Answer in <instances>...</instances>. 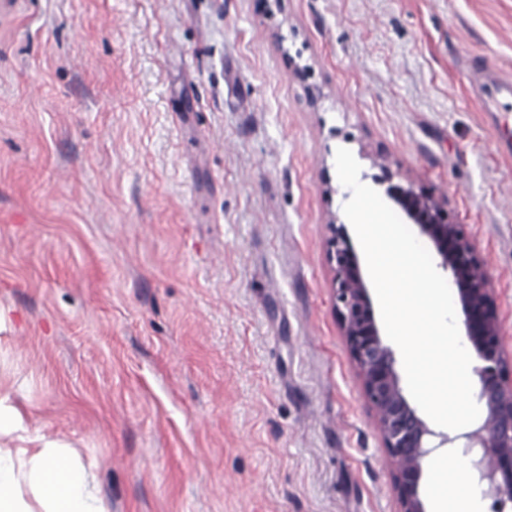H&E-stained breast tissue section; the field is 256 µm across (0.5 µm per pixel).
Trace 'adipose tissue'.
Segmentation results:
<instances>
[{
	"label": "adipose tissue",
	"instance_id": "adipose-tissue-1",
	"mask_svg": "<svg viewBox=\"0 0 512 512\" xmlns=\"http://www.w3.org/2000/svg\"><path fill=\"white\" fill-rule=\"evenodd\" d=\"M434 512H484L480 488L463 471L435 465ZM0 512H106L92 475L72 445L31 429L0 378Z\"/></svg>",
	"mask_w": 512,
	"mask_h": 512
}]
</instances>
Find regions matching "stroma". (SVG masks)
<instances>
[{
  "instance_id": "obj_1",
  "label": "stroma",
  "mask_w": 512,
  "mask_h": 512,
  "mask_svg": "<svg viewBox=\"0 0 512 512\" xmlns=\"http://www.w3.org/2000/svg\"><path fill=\"white\" fill-rule=\"evenodd\" d=\"M512 0H15L0 306L31 428L107 512H398L333 307L360 181L440 201L512 357Z\"/></svg>"
}]
</instances>
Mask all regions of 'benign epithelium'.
Instances as JSON below:
<instances>
[{"label": "benign epithelium", "mask_w": 512, "mask_h": 512, "mask_svg": "<svg viewBox=\"0 0 512 512\" xmlns=\"http://www.w3.org/2000/svg\"><path fill=\"white\" fill-rule=\"evenodd\" d=\"M388 198L408 223L427 238L457 287L463 328L481 361L478 402L483 417L455 435L431 427L410 403L401 385L396 350L382 337L373 298L346 225L329 224V259L334 269L333 298L341 335L372 412L383 448L393 464L399 512H427L421 485L431 457L461 441L470 452L468 468L494 504L512 501V362L501 345L494 288L462 225L442 204L412 187L391 185Z\"/></svg>", "instance_id": "1"}]
</instances>
